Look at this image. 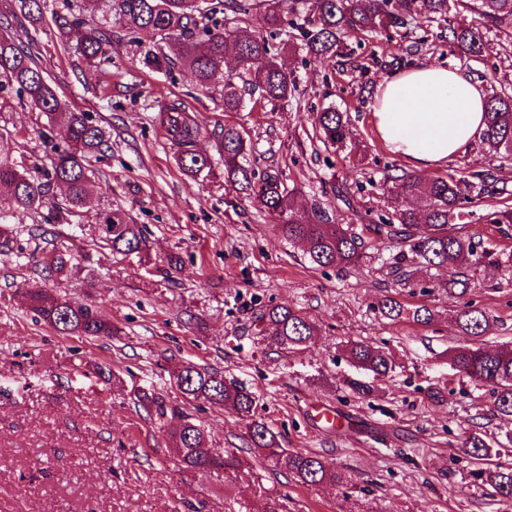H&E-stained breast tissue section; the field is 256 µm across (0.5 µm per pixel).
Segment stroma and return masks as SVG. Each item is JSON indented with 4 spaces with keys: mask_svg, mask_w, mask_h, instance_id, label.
Masks as SVG:
<instances>
[{
    "mask_svg": "<svg viewBox=\"0 0 512 512\" xmlns=\"http://www.w3.org/2000/svg\"><path fill=\"white\" fill-rule=\"evenodd\" d=\"M57 5L46 0L41 22L29 30L38 63L63 100L105 127L110 149L93 166L80 222L54 227L55 246L71 249L77 269L46 287L94 305L118 334L62 336L20 304L16 292L31 274L38 240L31 224L16 225L9 244L0 245V512H230L253 486L286 495L288 512H512V502L482 482L479 464L464 450L472 434L496 445L512 421L493 414L487 388L460 381L449 357L457 346L512 347V226L483 220L495 197H471L470 223L448 230L489 243L497 264L471 268V286L461 296L448 292L444 268L419 272L402 287L384 241L346 273L310 264L282 239L275 215L225 183L221 161L204 179L184 176L158 121L161 108L182 102L199 121L200 147L210 154L221 126L241 125L260 166L281 172L299 206L319 203L355 229L365 213H386L382 184L390 175L428 180L486 171L496 187L512 191V156L477 143L441 167L419 171L383 145L372 118L383 77L423 63L459 68L487 94L512 93V25L491 33L480 58L450 53L415 27L405 36L382 30L360 43L347 39L348 58L309 55L279 38L277 62L297 83L294 99L273 110L230 113L223 83L203 89L187 67L144 68L153 44L148 34L133 41L113 25L107 61L88 66L75 52L80 31L60 30ZM413 44L418 52H410ZM0 95L9 102L0 110L5 142L17 146L28 166L49 167L52 147L65 145L63 132L49 131L45 116L21 103L15 90ZM330 105L347 119L352 144L331 147L316 137V114ZM108 206L145 226L148 261L94 247L96 214ZM171 255L183 267L168 281L158 269ZM387 296L432 309V324L382 317L377 306ZM467 304L489 316L486 336L459 334L453 317ZM278 305L316 326L314 344L287 350L261 339L254 318ZM353 341L390 352L388 374L358 375L344 352ZM187 363L245 384L257 397V418L282 447L319 455L349 473L352 484L307 489L257 460L236 473L181 468L138 390L192 414L213 447L249 454L246 427L234 413L183 401L172 376ZM358 376L370 385L369 395L349 388ZM326 410L348 419L344 431L319 421Z\"/></svg>",
    "mask_w": 512,
    "mask_h": 512,
    "instance_id": "35a3bbf8",
    "label": "stroma"
}]
</instances>
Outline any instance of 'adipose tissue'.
I'll list each match as a JSON object with an SVG mask.
<instances>
[{
  "mask_svg": "<svg viewBox=\"0 0 512 512\" xmlns=\"http://www.w3.org/2000/svg\"><path fill=\"white\" fill-rule=\"evenodd\" d=\"M485 103L479 82L459 69L426 63L384 77L373 121L392 153L428 170L472 148L485 128Z\"/></svg>",
  "mask_w": 512,
  "mask_h": 512,
  "instance_id": "obj_1",
  "label": "adipose tissue"
}]
</instances>
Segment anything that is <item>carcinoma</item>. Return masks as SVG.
I'll return each instance as SVG.
<instances>
[{"instance_id":"obj_1","label":"carcinoma","mask_w":512,"mask_h":512,"mask_svg":"<svg viewBox=\"0 0 512 512\" xmlns=\"http://www.w3.org/2000/svg\"><path fill=\"white\" fill-rule=\"evenodd\" d=\"M102 19L88 22L78 0H62L66 14L64 25L84 28L79 53L89 63L102 64L105 46L112 40L110 20H115L130 34L149 33L154 45L147 49L143 65L152 72H169L178 64L188 67L196 84L207 87L224 72V57L232 50L242 74L237 85L233 78L224 82V111L240 112L251 98L276 107L293 96L296 84L275 61L274 45L262 33H249L241 23L258 8H264V20L271 31L285 32L284 0H101ZM311 19L299 26L300 48L315 56L337 54L340 37L373 33L380 29H408L424 22L445 23L443 31L448 47L459 54L481 57L489 45L493 27L512 24V0H307ZM41 0H19V12L0 17V91L16 90L19 99L37 109L51 127L66 132L67 146L55 151L50 168L38 172L16 161L12 150L0 144V239L8 240L13 224L42 218L43 224H72L83 216L89 200V184L94 175L93 162L110 149L105 128L87 112H77L60 99L38 66L30 44L18 31H27L42 14ZM473 20L468 22L465 14ZM167 139L176 148V160L185 176L196 179L213 170L209 154L198 148L200 125L180 102L163 107L158 115ZM319 140L338 147L351 140L343 113L333 106L318 116ZM482 142L493 152L512 154V95L494 94L488 99L486 127ZM216 148L224 164V180L239 194L281 218V235L297 243L309 260L322 267L346 269L359 264L368 249L366 240L393 243L397 253L392 269L398 281L409 282L424 268L448 269V291L469 288L467 270L473 260L494 263L493 251L472 237L448 233V225L463 224L467 213L464 190L483 192L493 176L475 172L469 180L453 176L429 181L407 173L390 177L387 202L392 212L374 219L362 216L366 224L357 232L336 222V217L314 205L301 210L295 194L287 189L278 171L256 172L251 163L252 142L234 124H224L217 135ZM98 223L106 225L98 245L125 258L148 253L146 231L130 223L119 209L97 212ZM490 224H512V206L506 202L486 215ZM72 255L61 250L42 254L34 264L33 274L56 281L69 277ZM22 303L38 321L57 333L76 336H112L117 328L112 320L90 305H76L68 298L54 295L38 285L24 289ZM386 318L410 319L422 326L434 320L426 306L407 307L395 297L379 303ZM465 336L479 338L490 329L485 311L466 305L454 317ZM280 347H305L317 336L316 327L300 311L276 306L260 311L255 319ZM347 354L357 366L377 376L392 368L391 354L367 342L348 345ZM452 361L461 376L491 387L494 411L512 417V350H490L460 346L452 351ZM183 402L209 403L233 411L245 422L250 451L272 467L287 472L307 489H335L351 484V475L338 470L322 458L279 447L267 425L256 419V396L244 384L227 380L216 370L194 364L183 366ZM138 399L151 408L157 419H164L177 409L168 408L166 400L141 390ZM179 463L202 474L214 470H238L244 459L234 451L212 447L205 429L183 415V421L168 431ZM475 460L485 465L479 474L490 482L496 496L512 501V464L494 461V450L479 436L465 442ZM286 497L263 492L256 512H288Z\"/></svg>"}]
</instances>
